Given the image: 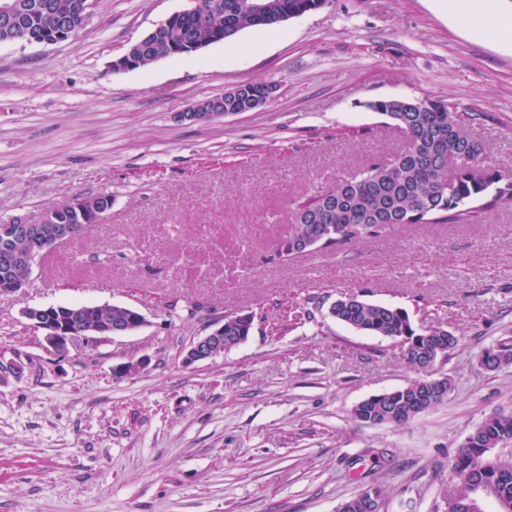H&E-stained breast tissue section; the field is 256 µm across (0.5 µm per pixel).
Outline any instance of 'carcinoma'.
<instances>
[{"mask_svg": "<svg viewBox=\"0 0 512 512\" xmlns=\"http://www.w3.org/2000/svg\"><path fill=\"white\" fill-rule=\"evenodd\" d=\"M16 13L32 31L51 33L59 20L80 31L83 0H14ZM205 6L163 29L161 38L149 45L142 65L169 56L174 46L184 43L215 44L231 40L240 31L270 26L308 10L315 0H266V14L257 18L243 9L240 0H224V13ZM368 108L386 116L408 139L405 150L389 160L373 162L358 173L336 180L333 187L319 189L300 200L293 212L288 235L278 251L306 238L314 229L342 232L343 244L376 237L390 224H443L476 219L481 213L512 202V182L498 185L494 172L483 165L480 142L460 126L448 128V113L420 108L400 98L380 99ZM79 312L88 321L126 320L130 312L115 305L101 309L82 305ZM331 316L367 335L388 337L401 345L406 360L417 367V357L433 354L443 360L458 345V337L441 325L416 330L406 311L367 301L360 295L336 300ZM253 319L245 318L224 329L225 344L232 346L251 335ZM512 364V350L502 348L486 366L490 372ZM430 377L363 400L354 406L355 419L367 418L381 424H402L445 399L427 397ZM512 442V414L493 413L469 435L451 462L455 489L446 503L451 512H482L472 501L471 484L491 486L501 507L512 512V470H499L486 456V449Z\"/></svg>", "mask_w": 512, "mask_h": 512, "instance_id": "1", "label": "carcinoma"}]
</instances>
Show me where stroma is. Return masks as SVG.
Listing matches in <instances>:
<instances>
[{
    "instance_id": "stroma-1",
    "label": "stroma",
    "mask_w": 512,
    "mask_h": 512,
    "mask_svg": "<svg viewBox=\"0 0 512 512\" xmlns=\"http://www.w3.org/2000/svg\"><path fill=\"white\" fill-rule=\"evenodd\" d=\"M191 5L97 0L67 42L0 43V220L112 197L102 223L33 264L24 294H0V359L22 366L0 375V512H336L367 485L391 512H435L467 435L512 411V366L480 364L512 346V204L289 260L277 250L299 197L404 147L374 100H444L512 182V39L464 30L444 0H328L113 70ZM247 82L276 85L274 98L179 120ZM350 292L458 336L433 368L452 381L443 402L404 425L353 419L416 373L394 340L329 315ZM72 304L129 306L146 324L51 356L23 311ZM290 305L310 318L284 321ZM246 313L244 344L185 362L194 339Z\"/></svg>"
}]
</instances>
